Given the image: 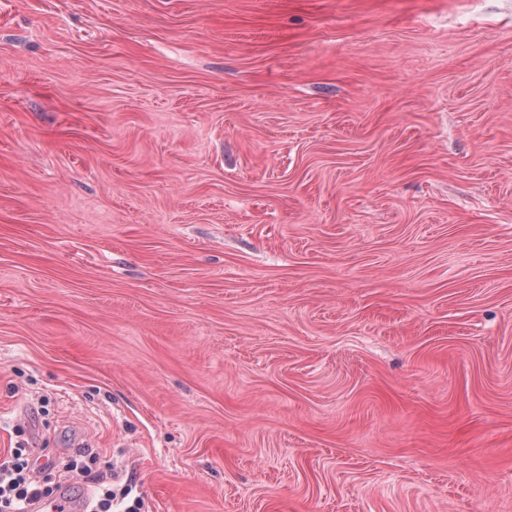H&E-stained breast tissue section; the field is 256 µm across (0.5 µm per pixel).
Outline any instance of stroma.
I'll list each match as a JSON object with an SVG mask.
<instances>
[{
	"mask_svg": "<svg viewBox=\"0 0 512 512\" xmlns=\"http://www.w3.org/2000/svg\"><path fill=\"white\" fill-rule=\"evenodd\" d=\"M142 512H512V0H0V451ZM98 455L92 451L78 452L68 459L67 472L76 478H90L97 473ZM132 487L124 485L120 489L112 488L110 481L99 480L87 504L89 512H141V500L138 496L125 501L131 494ZM123 505V509L114 510Z\"/></svg>",
	"mask_w": 512,
	"mask_h": 512,
	"instance_id": "obj_1",
	"label": "stroma"
}]
</instances>
